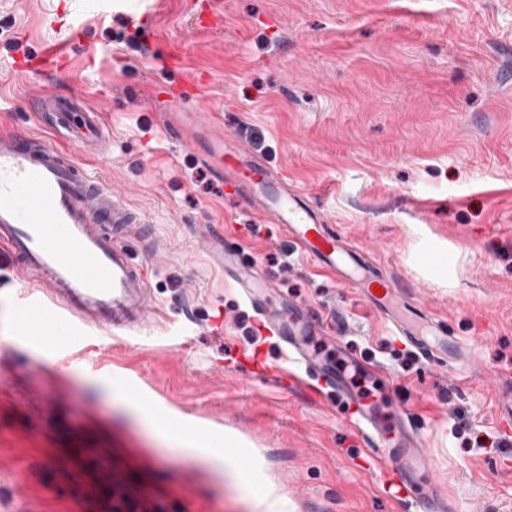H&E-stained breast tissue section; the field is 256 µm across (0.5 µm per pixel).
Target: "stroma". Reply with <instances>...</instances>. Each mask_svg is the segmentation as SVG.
Wrapping results in <instances>:
<instances>
[{"label":"stroma","mask_w":512,"mask_h":512,"mask_svg":"<svg viewBox=\"0 0 512 512\" xmlns=\"http://www.w3.org/2000/svg\"><path fill=\"white\" fill-rule=\"evenodd\" d=\"M0 0V117L39 133V100L77 94L112 130L108 162L74 157L153 224L136 246L162 319L103 335L81 355L55 320L26 319L16 277L0 283V512H260L223 467L181 438L241 442L281 512H414L365 467L336 396L249 381L239 348L277 358L254 313L201 246L208 229L386 378L359 376L405 408L455 512H512V423L489 374L512 371V0ZM74 34L65 70L15 81L16 59ZM207 74L174 120L284 174L327 223L371 252L416 301L476 342L469 380L410 355L351 289L315 270L282 229L244 208L167 134L156 87ZM460 248L444 286L414 261L423 236ZM174 416L169 434L152 418Z\"/></svg>","instance_id":"stroma-1"}]
</instances>
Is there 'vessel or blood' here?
<instances>
[{
    "label": "vessel or blood",
    "mask_w": 512,
    "mask_h": 512,
    "mask_svg": "<svg viewBox=\"0 0 512 512\" xmlns=\"http://www.w3.org/2000/svg\"><path fill=\"white\" fill-rule=\"evenodd\" d=\"M67 56L66 41L47 43L24 59L17 72L38 78L54 72ZM51 107L50 126L58 135L108 156L111 132L101 113L65 96L55 97ZM203 160L213 166L230 195L280 225L317 269L336 276L386 315L391 335L403 338L429 361L447 360L449 352L459 350L472 357L474 344L449 336L444 322L414 305L408 288L325 224L320 210L265 163L228 150L220 133L213 134ZM146 229L142 214L121 193L44 136L0 129V247L9 251L12 268L26 286L31 319L60 320L92 351L100 332L136 336L156 322L150 270L130 250L132 243L143 241ZM204 246L240 288L263 333L284 339L277 362L259 369V376L279 386H301L314 402L324 389L336 388L349 399L348 423L368 442L367 461L384 459L395 499L418 507L434 502V489L423 480L429 470L427 451L411 419L384 420L373 398L352 393L342 371L310 350L318 325L302 307L285 311L270 303L257 289L260 275L254 270L242 273L225 253L223 238L208 235Z\"/></svg>",
    "instance_id": "b4317fda"
}]
</instances>
